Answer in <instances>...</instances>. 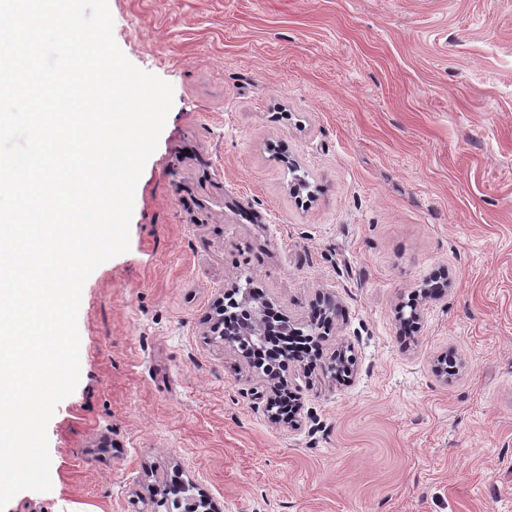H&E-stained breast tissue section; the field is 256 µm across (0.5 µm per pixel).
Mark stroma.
<instances>
[{
  "label": "stroma",
  "mask_w": 512,
  "mask_h": 512,
  "mask_svg": "<svg viewBox=\"0 0 512 512\" xmlns=\"http://www.w3.org/2000/svg\"><path fill=\"white\" fill-rule=\"evenodd\" d=\"M108 6L173 106L130 249L83 287L52 488L5 512H163L174 480L218 512H512V0ZM235 286L301 327L338 306L286 373L295 426L210 329Z\"/></svg>",
  "instance_id": "1"
}]
</instances>
